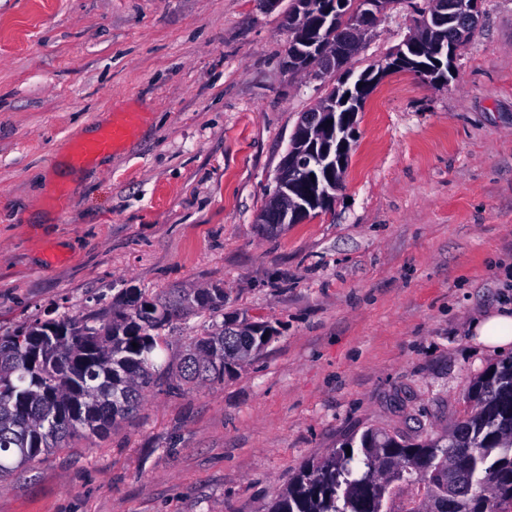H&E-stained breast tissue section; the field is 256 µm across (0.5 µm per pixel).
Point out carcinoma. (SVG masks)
<instances>
[{
	"instance_id": "1",
	"label": "carcinoma",
	"mask_w": 512,
	"mask_h": 512,
	"mask_svg": "<svg viewBox=\"0 0 512 512\" xmlns=\"http://www.w3.org/2000/svg\"><path fill=\"white\" fill-rule=\"evenodd\" d=\"M289 31L286 63L326 74L322 54L310 49L322 42L323 31ZM461 47L422 44L397 69L423 62L434 83H445ZM383 76L368 67L352 85L337 82L341 109L361 110ZM206 311H224V288H172L159 296L124 288L101 314L35 321L0 336V479L80 433L106 434L162 380L171 393L224 382L225 372L246 365L240 348L251 347L256 357L274 337L267 324L254 322L240 334L225 319L191 337L177 361H157V352L169 347L165 327ZM469 400L473 406L437 439L412 442L364 431L359 445L351 440L305 464L268 512H389L387 501L402 483L418 496L407 512H428L432 505L457 512L448 508L450 458L470 484L462 497L469 512H512V360L479 375Z\"/></svg>"
}]
</instances>
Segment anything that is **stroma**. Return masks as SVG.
Segmentation results:
<instances>
[{
    "label": "stroma",
    "mask_w": 512,
    "mask_h": 512,
    "mask_svg": "<svg viewBox=\"0 0 512 512\" xmlns=\"http://www.w3.org/2000/svg\"><path fill=\"white\" fill-rule=\"evenodd\" d=\"M289 4L0 0V336L124 288L217 284L225 317L276 330L223 383L153 391L107 436L1 478L0 512H268L365 430L444 435L512 359L469 334L512 299V0H483L447 83L386 73L335 202L266 230L300 115L337 82L285 69ZM425 6L397 0L353 71ZM118 121L112 155L58 177L85 128Z\"/></svg>",
    "instance_id": "1"
}]
</instances>
